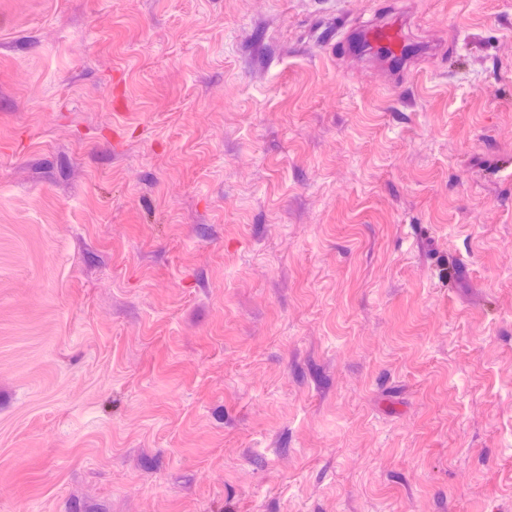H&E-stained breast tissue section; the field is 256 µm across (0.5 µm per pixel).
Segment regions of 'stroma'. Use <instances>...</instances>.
<instances>
[{"mask_svg": "<svg viewBox=\"0 0 512 512\" xmlns=\"http://www.w3.org/2000/svg\"><path fill=\"white\" fill-rule=\"evenodd\" d=\"M0 0V512H512V0ZM407 24V14L404 17L393 11L377 15L364 24L350 26L336 44H341L343 49L347 48L346 57L378 60L389 71L392 79L399 81L414 70L422 57L446 53V44L437 42L420 43L424 50H416L417 42L409 38Z\"/></svg>", "mask_w": 512, "mask_h": 512, "instance_id": "stroma-1", "label": "stroma"}]
</instances>
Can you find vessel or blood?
<instances>
[{
  "label": "vessel or blood",
  "mask_w": 512,
  "mask_h": 512,
  "mask_svg": "<svg viewBox=\"0 0 512 512\" xmlns=\"http://www.w3.org/2000/svg\"><path fill=\"white\" fill-rule=\"evenodd\" d=\"M408 19L387 13L370 21L349 27L340 40L348 57L358 60H378L393 79H403L412 72L422 56L444 53L445 45L430 42L423 50H416L407 31Z\"/></svg>",
  "instance_id": "b4317fda"
}]
</instances>
